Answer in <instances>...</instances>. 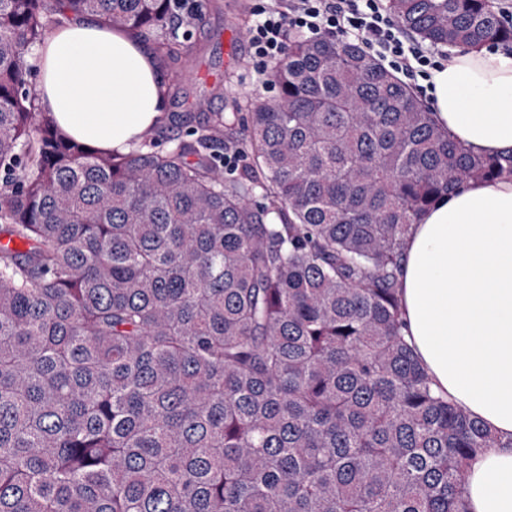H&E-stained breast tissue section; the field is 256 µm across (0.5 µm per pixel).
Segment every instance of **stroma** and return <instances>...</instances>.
<instances>
[{"label": "stroma", "mask_w": 512, "mask_h": 512, "mask_svg": "<svg viewBox=\"0 0 512 512\" xmlns=\"http://www.w3.org/2000/svg\"><path fill=\"white\" fill-rule=\"evenodd\" d=\"M274 4L275 0H214L203 19V35H192L189 41V53L178 63L162 62L170 87L208 97V111L223 113L241 134L246 131L241 107L245 97L258 93L269 98L276 93L266 75L255 70L247 41L257 9Z\"/></svg>", "instance_id": "obj_1"}]
</instances>
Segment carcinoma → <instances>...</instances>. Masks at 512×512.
Masks as SVG:
<instances>
[{
    "label": "carcinoma",
    "mask_w": 512,
    "mask_h": 512,
    "mask_svg": "<svg viewBox=\"0 0 512 512\" xmlns=\"http://www.w3.org/2000/svg\"><path fill=\"white\" fill-rule=\"evenodd\" d=\"M176 2L0 0V239L24 246H0V512H468L496 438L413 354L398 269L417 216L512 154L330 37L269 67L244 142L219 113L165 152L62 136L26 56L83 14L176 60ZM388 9L432 46L512 44L494 0Z\"/></svg>",
    "instance_id": "obj_1"
}]
</instances>
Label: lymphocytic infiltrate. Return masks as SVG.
I'll use <instances>...</instances> for the list:
<instances>
[{"mask_svg": "<svg viewBox=\"0 0 512 512\" xmlns=\"http://www.w3.org/2000/svg\"><path fill=\"white\" fill-rule=\"evenodd\" d=\"M294 30L310 38L333 33L358 42L410 80L428 78L439 65L429 49L405 35L383 0H278L248 31L257 68L267 69L287 55Z\"/></svg>", "mask_w": 512, "mask_h": 512, "instance_id": "1", "label": "lymphocytic infiltrate"}]
</instances>
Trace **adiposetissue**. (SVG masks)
Listing matches in <instances>:
<instances>
[{
	"label": "adipose tissue",
	"instance_id": "adipose-tissue-1",
	"mask_svg": "<svg viewBox=\"0 0 512 512\" xmlns=\"http://www.w3.org/2000/svg\"><path fill=\"white\" fill-rule=\"evenodd\" d=\"M36 93L69 137L125 152L167 107L166 74L130 31L85 15L39 48ZM436 122L478 154L512 151V52L454 49L430 72ZM404 336L436 388L498 438L467 473L469 512H512V178L466 182L412 224Z\"/></svg>",
	"mask_w": 512,
	"mask_h": 512
}]
</instances>
